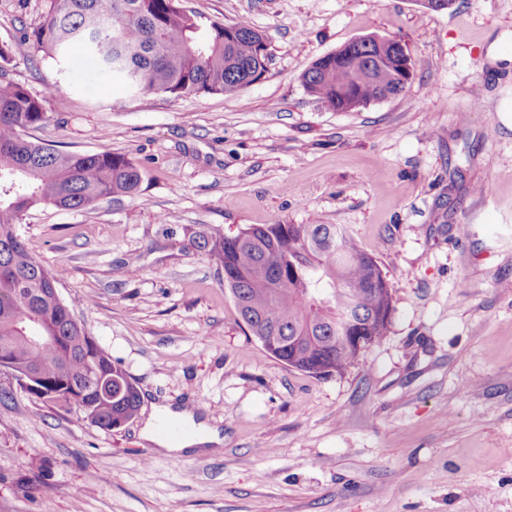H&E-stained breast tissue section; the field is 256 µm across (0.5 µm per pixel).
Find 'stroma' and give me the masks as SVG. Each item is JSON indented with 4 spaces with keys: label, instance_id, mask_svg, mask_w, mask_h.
<instances>
[{
    "label": "stroma",
    "instance_id": "stroma-1",
    "mask_svg": "<svg viewBox=\"0 0 512 512\" xmlns=\"http://www.w3.org/2000/svg\"><path fill=\"white\" fill-rule=\"evenodd\" d=\"M243 24L271 55L237 95L123 92L80 49L9 64L52 116L31 140L126 154L139 193L18 226L96 344L139 387L104 431L0 372V512H512V0H185ZM46 0H0V45ZM404 40L399 96L336 112L301 75L348 41ZM338 224L383 270L385 335L341 375L312 377L250 335L224 271L186 245L198 225ZM195 407L223 445L168 455L152 405Z\"/></svg>",
    "mask_w": 512,
    "mask_h": 512
}]
</instances>
